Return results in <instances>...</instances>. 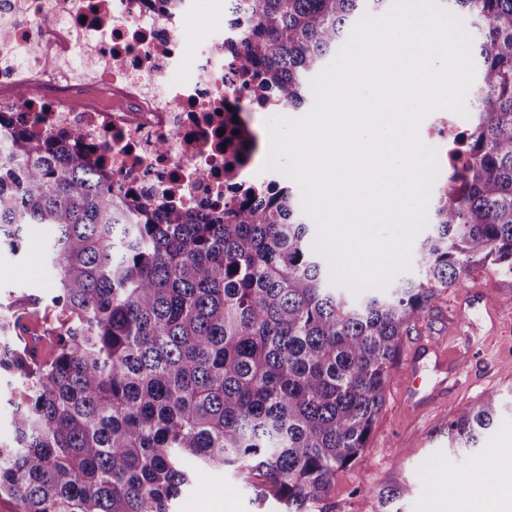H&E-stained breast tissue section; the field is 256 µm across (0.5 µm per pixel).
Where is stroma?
Masks as SVG:
<instances>
[{
    "mask_svg": "<svg viewBox=\"0 0 512 512\" xmlns=\"http://www.w3.org/2000/svg\"><path fill=\"white\" fill-rule=\"evenodd\" d=\"M49 226L28 225L18 253L0 251V303L34 294L42 299L26 307L21 322L23 343L38 357L51 353L56 334L65 326L47 309L52 281L46 268ZM477 300L471 320L454 324L465 297ZM422 358L423 375L432 398L423 407L408 404L405 377L410 357ZM498 391L506 408L477 446L458 459L462 475L479 478L485 469L501 472L512 461V272L497 266L476 267L464 285L442 293L428 315L406 336L395 378L389 386L368 443L361 456L339 470L328 496L314 512H379L383 488L401 487V512H451L464 500L456 477L446 467L448 423L455 412ZM229 512H281L263 479L252 481L229 472L211 471L192 482L177 499L176 512H204L208 505Z\"/></svg>",
    "mask_w": 512,
    "mask_h": 512,
    "instance_id": "1",
    "label": "stroma"
}]
</instances>
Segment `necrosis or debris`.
<instances>
[{
    "label": "necrosis or debris",
    "instance_id": "4bbe7bcc",
    "mask_svg": "<svg viewBox=\"0 0 512 512\" xmlns=\"http://www.w3.org/2000/svg\"><path fill=\"white\" fill-rule=\"evenodd\" d=\"M152 0H0V140L22 129L49 138L79 134L98 147L123 187L152 206L222 208L233 183L264 184L262 162L233 136L252 101L256 69L224 56L243 15L197 56L191 78L180 34L193 16L155 12ZM77 55L90 79L73 83L57 65Z\"/></svg>",
    "mask_w": 512,
    "mask_h": 512
}]
</instances>
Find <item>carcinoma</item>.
<instances>
[{"label": "carcinoma", "mask_w": 512, "mask_h": 512, "mask_svg": "<svg viewBox=\"0 0 512 512\" xmlns=\"http://www.w3.org/2000/svg\"><path fill=\"white\" fill-rule=\"evenodd\" d=\"M246 24L224 55L253 91L302 106L350 24L392 0H229ZM479 38L476 112L455 135L417 279L349 301L309 246L292 187L242 190L220 212L140 202L73 138L15 131L0 152V248L51 224L48 269L71 320L49 360L0 312V370L18 375L0 496L16 512H172L198 475L256 471L286 512H310L367 447L403 337L474 266L512 271V0H441ZM497 391L456 413L474 448Z\"/></svg>", "instance_id": "obj_1"}]
</instances>
